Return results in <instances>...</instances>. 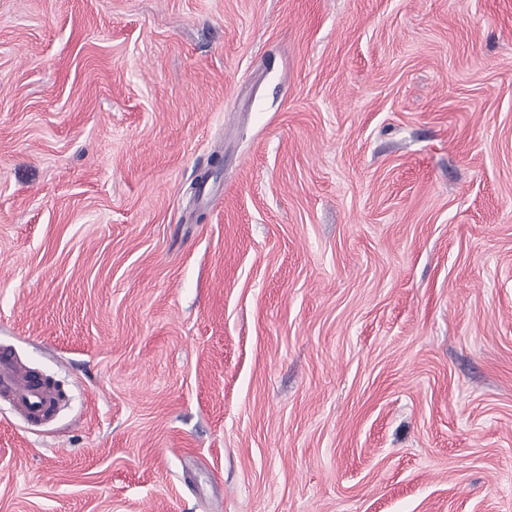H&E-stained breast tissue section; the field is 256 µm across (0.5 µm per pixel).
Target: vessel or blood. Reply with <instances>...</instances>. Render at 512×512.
<instances>
[{
  "instance_id": "vessel-or-blood-1",
  "label": "vessel or blood",
  "mask_w": 512,
  "mask_h": 512,
  "mask_svg": "<svg viewBox=\"0 0 512 512\" xmlns=\"http://www.w3.org/2000/svg\"><path fill=\"white\" fill-rule=\"evenodd\" d=\"M0 398L22 410L31 421L48 416L56 401L53 390L35 377L23 373L6 349L0 350Z\"/></svg>"
}]
</instances>
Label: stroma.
I'll list each match as a JSON object with an SVG mask.
<instances>
[{"instance_id":"stroma-1","label":"stroma","mask_w":512,"mask_h":512,"mask_svg":"<svg viewBox=\"0 0 512 512\" xmlns=\"http://www.w3.org/2000/svg\"><path fill=\"white\" fill-rule=\"evenodd\" d=\"M1 346L0 512H512V0H0ZM0 395L17 409L22 410L29 421L48 416L54 408V391L43 382L16 365L11 352L0 350Z\"/></svg>"}]
</instances>
